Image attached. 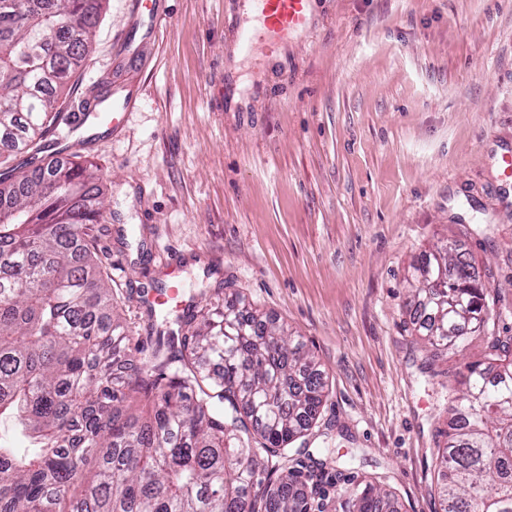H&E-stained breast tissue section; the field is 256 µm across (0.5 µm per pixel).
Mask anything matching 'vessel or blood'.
I'll use <instances>...</instances> for the list:
<instances>
[{
	"instance_id": "vessel-or-blood-1",
	"label": "vessel or blood",
	"mask_w": 512,
	"mask_h": 512,
	"mask_svg": "<svg viewBox=\"0 0 512 512\" xmlns=\"http://www.w3.org/2000/svg\"><path fill=\"white\" fill-rule=\"evenodd\" d=\"M311 0H241L242 6L260 19V28L240 27L236 44L240 51L270 50L289 34L311 26Z\"/></svg>"
}]
</instances>
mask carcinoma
<instances>
[{"instance_id": "carcinoma-1", "label": "carcinoma", "mask_w": 512, "mask_h": 512, "mask_svg": "<svg viewBox=\"0 0 512 512\" xmlns=\"http://www.w3.org/2000/svg\"><path fill=\"white\" fill-rule=\"evenodd\" d=\"M15 3L0 0V166L40 154L63 124L57 92L91 56L109 0ZM104 209L90 165L0 175V420L31 447L0 444V512H322L298 493L320 463L304 480L290 467L328 394L304 341L235 296L197 301L177 331L131 348L93 245ZM409 306L428 345L488 340L443 395V512H512V336L454 243L420 256ZM135 352L143 367L114 375ZM345 512L398 510L367 482Z\"/></svg>"}]
</instances>
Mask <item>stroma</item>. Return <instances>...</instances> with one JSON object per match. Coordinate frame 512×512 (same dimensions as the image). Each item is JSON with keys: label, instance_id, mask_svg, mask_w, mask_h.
Listing matches in <instances>:
<instances>
[{"label": "stroma", "instance_id": "1", "mask_svg": "<svg viewBox=\"0 0 512 512\" xmlns=\"http://www.w3.org/2000/svg\"><path fill=\"white\" fill-rule=\"evenodd\" d=\"M238 2L160 0L152 32L110 0L59 93L70 112L91 85L136 98L76 155L108 204L94 235L112 302L146 348L179 304L241 294L327 377L296 455L325 459V512L364 480L399 512H441V386L487 340L423 347L407 277L457 243L512 336V0H313L310 30L266 56L235 49Z\"/></svg>", "mask_w": 512, "mask_h": 512}]
</instances>
